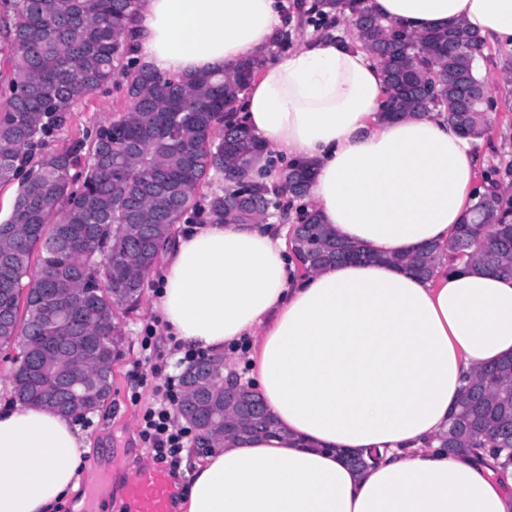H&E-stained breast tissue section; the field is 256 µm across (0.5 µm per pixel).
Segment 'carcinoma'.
<instances>
[{"instance_id":"1","label":"carcinoma","mask_w":512,"mask_h":512,"mask_svg":"<svg viewBox=\"0 0 512 512\" xmlns=\"http://www.w3.org/2000/svg\"><path fill=\"white\" fill-rule=\"evenodd\" d=\"M362 0H322L319 19L345 13L361 46L379 54L389 89L399 71L429 76L440 100L412 93L395 99L394 112L438 109L456 119L474 101L458 91L485 81L476 63L486 44L462 22L451 28L408 32L379 17L363 23ZM139 0H0V185L17 184L8 219L0 222V347H19L10 375L13 399L63 415H84L112 391V364L119 355V311L136 307L145 277L170 242L175 226L224 221L260 224L284 193L306 196L312 178L307 161L288 166L276 183L242 181L240 170L266 151L242 125L224 120L268 56L241 60L231 72L163 76L128 59V24ZM119 80L131 110L63 151L48 148L67 127L74 106L91 92ZM224 175V189L199 204L210 172ZM296 241L309 265L336 263V251L358 246L341 241L313 211ZM470 223L450 239L470 240L464 257L475 270L512 276V197L483 196ZM442 256L430 245L392 258L429 278ZM188 367L194 385L178 408L181 418L215 438L224 434V357ZM471 379L442 444L451 453L489 448L497 467L512 466L501 446L512 439V395L504 387L478 398Z\"/></svg>"}]
</instances>
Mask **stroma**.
<instances>
[{"label":"stroma","instance_id":"stroma-1","mask_svg":"<svg viewBox=\"0 0 512 512\" xmlns=\"http://www.w3.org/2000/svg\"><path fill=\"white\" fill-rule=\"evenodd\" d=\"M315 0H281L283 27L290 47H298L319 34L308 21L307 9ZM512 58V49L490 47L487 58L478 61L493 101L487 113L488 132L476 143L478 153L486 159V173L512 184V81L507 80L503 64ZM130 103L116 87L94 91L75 108L67 129L57 135L53 148H66L72 139L93 128L106 125L125 114ZM158 270H151L144 284L139 305L120 318L123 346L112 365V396L106 407L87 414L78 425L87 438L91 452L79 491L87 497L85 512H123L122 487L139 468L153 461L154 455L139 436V422L144 411L155 406L152 364H159L163 374L180 376L185 368L183 351L176 337L167 334L153 308L158 288ZM155 329L153 345L144 348L142 336L146 326Z\"/></svg>","mask_w":512,"mask_h":512}]
</instances>
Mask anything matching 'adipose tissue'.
I'll return each mask as SVG.
<instances>
[{
	"instance_id": "ef3b65f1",
	"label": "adipose tissue",
	"mask_w": 512,
	"mask_h": 512,
	"mask_svg": "<svg viewBox=\"0 0 512 512\" xmlns=\"http://www.w3.org/2000/svg\"><path fill=\"white\" fill-rule=\"evenodd\" d=\"M411 32L465 22L512 48V0H370ZM278 0H141L134 55L163 75L231 70L267 52ZM381 66L335 36L271 58L242 96L266 146L314 165L307 200L342 240L385 254L304 274L277 224H204L165 251L154 308L204 353L247 344L253 387L277 423L202 458L176 512H512V470L450 455L469 377L512 356V277L423 278L394 256L433 244L476 202L472 139L436 110L381 120ZM376 448L362 471L338 449ZM89 444L70 417L0 411V512H54L80 485Z\"/></svg>"
}]
</instances>
